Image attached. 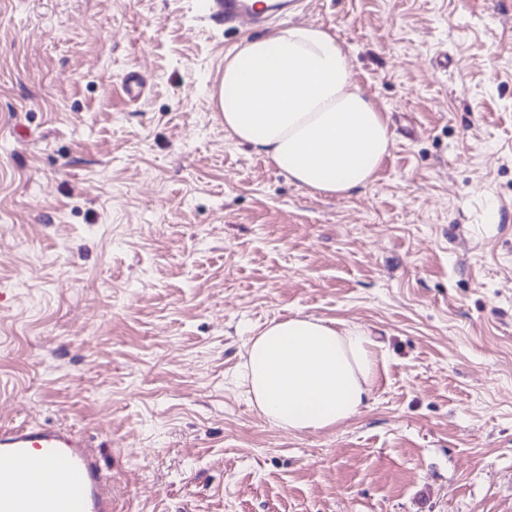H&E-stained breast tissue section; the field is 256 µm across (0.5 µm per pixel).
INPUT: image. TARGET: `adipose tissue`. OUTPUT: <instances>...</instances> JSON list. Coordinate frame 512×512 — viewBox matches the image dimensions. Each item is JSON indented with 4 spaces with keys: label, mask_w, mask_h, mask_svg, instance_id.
Listing matches in <instances>:
<instances>
[{
    "label": "adipose tissue",
    "mask_w": 512,
    "mask_h": 512,
    "mask_svg": "<svg viewBox=\"0 0 512 512\" xmlns=\"http://www.w3.org/2000/svg\"><path fill=\"white\" fill-rule=\"evenodd\" d=\"M351 69L349 54L318 25L246 40L224 60V129L302 186L336 196L365 188L393 139ZM247 353L251 401L291 432L318 431L359 415L378 371L365 330L303 315L268 324L251 338Z\"/></svg>",
    "instance_id": "ef3b65f1"
}]
</instances>
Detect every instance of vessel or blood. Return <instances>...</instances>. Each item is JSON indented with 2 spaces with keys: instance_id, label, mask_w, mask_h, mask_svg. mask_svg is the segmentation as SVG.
<instances>
[{
  "instance_id": "obj_1",
  "label": "vessel or blood",
  "mask_w": 512,
  "mask_h": 512,
  "mask_svg": "<svg viewBox=\"0 0 512 512\" xmlns=\"http://www.w3.org/2000/svg\"><path fill=\"white\" fill-rule=\"evenodd\" d=\"M294 0H207L225 27L286 18ZM0 512H116L112 477L99 449L73 428L22 423L0 428Z\"/></svg>"
}]
</instances>
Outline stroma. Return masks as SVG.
<instances>
[{"mask_svg":"<svg viewBox=\"0 0 512 512\" xmlns=\"http://www.w3.org/2000/svg\"><path fill=\"white\" fill-rule=\"evenodd\" d=\"M205 4L0 0V427L81 430L117 512H512V0H307L393 137L346 197L225 132ZM297 314L379 344L314 433L241 383Z\"/></svg>","mask_w":512,"mask_h":512,"instance_id":"35a3bbf8","label":"stroma"}]
</instances>
